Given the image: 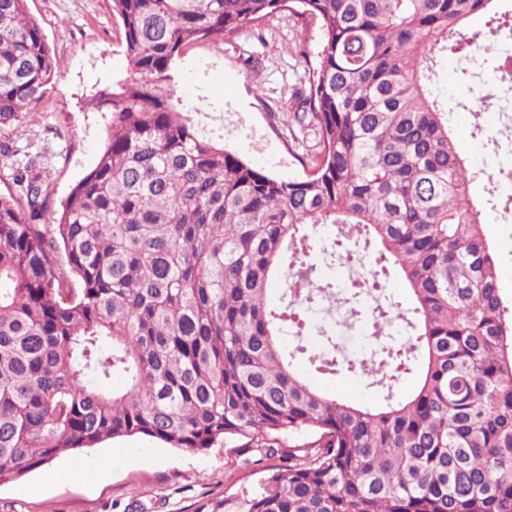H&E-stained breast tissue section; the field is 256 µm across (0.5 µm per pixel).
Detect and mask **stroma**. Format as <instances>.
Here are the masks:
<instances>
[{
	"label": "stroma",
	"instance_id": "stroma-1",
	"mask_svg": "<svg viewBox=\"0 0 512 512\" xmlns=\"http://www.w3.org/2000/svg\"><path fill=\"white\" fill-rule=\"evenodd\" d=\"M28 9L51 48L56 74L33 111L0 124V148L9 147L18 162L35 160L43 191L57 210L104 149L109 115L96 107L99 90L131 72L111 0H28ZM321 43L318 20L291 9L248 32L193 42L168 71L173 102L254 169L284 181L303 177L320 151L317 136L283 118L296 110L295 93L316 65ZM469 65L464 55H442L434 88L453 106L450 128L458 151L485 173L471 186L472 197L482 200L491 183L502 179L503 149L512 146L505 132L512 125V93L490 100L481 116H473L459 105L483 80L478 73L463 79ZM485 235L497 250L501 285L511 301L512 199L489 213ZM302 374L338 400L383 402L379 389L354 373L325 376L306 368ZM114 448L123 449V456H111ZM104 455L111 469L96 483L48 479L51 471H71ZM244 474L239 454L227 448L200 453L132 436L68 452L1 484L0 512H198L208 499L234 493Z\"/></svg>",
	"mask_w": 512,
	"mask_h": 512
}]
</instances>
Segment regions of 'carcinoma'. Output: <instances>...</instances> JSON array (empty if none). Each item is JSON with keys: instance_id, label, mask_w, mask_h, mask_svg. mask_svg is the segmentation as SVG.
Instances as JSON below:
<instances>
[{"instance_id": "carcinoma-1", "label": "carcinoma", "mask_w": 512, "mask_h": 512, "mask_svg": "<svg viewBox=\"0 0 512 512\" xmlns=\"http://www.w3.org/2000/svg\"><path fill=\"white\" fill-rule=\"evenodd\" d=\"M27 0H0V124L32 111L56 61ZM135 77L99 92L112 114L96 166L50 223L42 174L0 191V484L56 457L144 435L204 452L226 443L270 464L208 512H512V304L483 233L493 199L460 156L436 57L464 46L491 86L511 85L505 0H111ZM295 3L321 21L309 108L311 173L264 174L202 136L165 72L181 47L262 24ZM497 23L476 44V14ZM399 266L406 308L378 294L381 266L344 303L371 365L337 360L316 329L335 293L304 261L313 235ZM287 285L286 305L271 284ZM401 319L405 337L386 326ZM360 367L378 407L339 401L295 369ZM421 368L416 393L394 384ZM123 380L110 390L112 378ZM312 433L297 444L292 438Z\"/></svg>"}]
</instances>
